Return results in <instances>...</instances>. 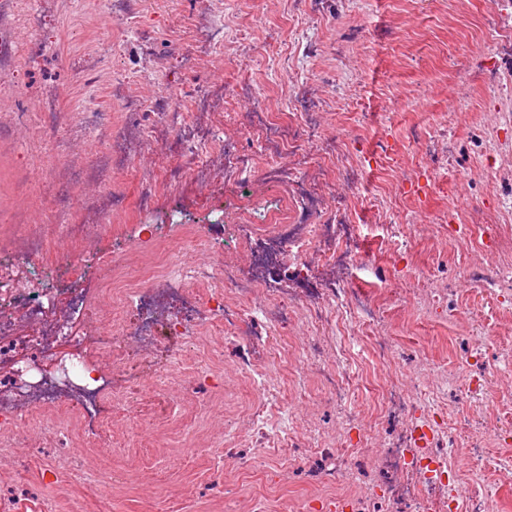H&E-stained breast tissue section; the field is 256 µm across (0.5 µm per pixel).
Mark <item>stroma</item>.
I'll return each mask as SVG.
<instances>
[{"label": "stroma", "instance_id": "1", "mask_svg": "<svg viewBox=\"0 0 512 512\" xmlns=\"http://www.w3.org/2000/svg\"><path fill=\"white\" fill-rule=\"evenodd\" d=\"M490 73L512 76L506 0H0V239L14 224L100 225L98 243L57 236L43 258L86 253L92 290L108 274L95 245L136 268L151 234L187 224L246 272L237 225L302 221L288 172L243 124L264 112L295 133L317 120L313 153L341 145L305 178L350 225L355 254L348 294L322 324L299 315L279 326L262 369L285 404L269 425L302 444L299 458L258 446L237 343L205 330L171 339L120 382L144 383L184 351L204 353L227 386L150 401L162 429L147 447L139 420L121 421L108 441L57 413L67 447L0 446V512H243L253 500L261 512H321L340 489L312 483L309 470L387 447L383 393L397 381L444 418L460 471L467 448H512L499 403L512 388L487 381L512 350V97L486 99ZM129 98L150 107L126 111ZM89 109L108 111L110 130L82 129ZM165 109L178 124L162 120ZM184 127L202 135L195 151L181 143ZM116 134L132 147L118 168ZM228 148L248 172L219 164ZM366 292L371 323L355 304ZM385 336L386 362L375 350ZM324 369L349 382L343 405L324 392ZM75 454L110 488L78 480Z\"/></svg>", "mask_w": 512, "mask_h": 512}]
</instances>
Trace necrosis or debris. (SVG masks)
Instances as JSON below:
<instances>
[{"label":"necrosis or debris","mask_w":512,"mask_h":512,"mask_svg":"<svg viewBox=\"0 0 512 512\" xmlns=\"http://www.w3.org/2000/svg\"><path fill=\"white\" fill-rule=\"evenodd\" d=\"M22 244L0 243V437L27 435L36 417L63 408L81 425L92 426L96 436L110 432L118 413L137 408L143 392L165 395L172 375L181 363L160 371L146 389L111 390L103 393L95 379L71 374L72 361L94 354L115 373L125 372L131 348L150 355L170 336L185 329L212 326L228 328L238 344L237 369L253 374L261 365L266 343L260 324L280 325L288 320L284 307L258 303V293L277 298L281 289L270 287V271L288 257L289 244L317 253L331 269L323 286L313 289L314 306L306 310L311 324L323 319V308L335 300L339 285L353 260L346 249L343 224L328 217L319 224H280L274 231L259 233L240 225V243L250 255L252 273L237 284L235 299L224 297L222 253L205 266L188 262L182 247L194 237L193 229L181 228L167 240L166 252H151L147 267L164 286L157 291L136 288L125 280L124 257L113 258L107 283L96 291L77 287L62 293L33 278L43 261L49 235L83 243L93 238L88 224H23ZM140 300V317L130 320L126 304ZM398 434L390 447L377 450L374 461L392 469L395 480L381 488L358 485L346 501L349 512H490L488 500L462 472L448 469V450L455 440L431 426L420 413L405 386L393 384L385 392Z\"/></svg>","instance_id":"obj_1"}]
</instances>
